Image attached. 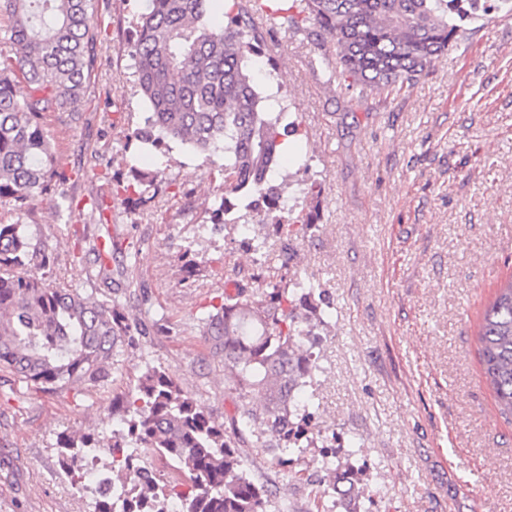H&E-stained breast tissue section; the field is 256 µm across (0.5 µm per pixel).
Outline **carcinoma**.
<instances>
[{"label": "carcinoma", "instance_id": "cac0c4a2", "mask_svg": "<svg viewBox=\"0 0 512 512\" xmlns=\"http://www.w3.org/2000/svg\"><path fill=\"white\" fill-rule=\"evenodd\" d=\"M463 0H285L284 24L306 26L324 48L329 77L347 86L385 91L411 86L448 52L462 32ZM238 3L227 0H150L133 10L127 45L135 61L136 87L147 115L129 140L132 179L122 186L140 203L164 183V170L138 167L177 141L209 159L223 194L207 209L214 225L236 224L241 209L283 238L290 227L317 223L314 205L288 203L286 184H273L282 145L299 134L287 113L275 112L260 88L263 36L242 26ZM94 0H0L9 27L0 48V198L25 212L35 198L59 193L67 209L81 201L63 188L85 174L58 167L43 125L48 112H70L87 93L98 61L100 33ZM26 92L19 95L16 87ZM97 276L109 279L106 260L132 256L137 243L104 238L93 247ZM54 251L33 241L22 224L0 222V366L48 389L95 383L108 376L116 349L132 321L118 300H98L47 282ZM266 288L243 286L224 294L208 315L204 335L224 354V371L240 393L224 428L212 410L186 392L170 373L149 367L120 423L106 441L112 460L99 462L100 443L80 435L58 442L57 462L72 485L87 491L84 463L114 487V497L94 498L93 512H268L269 491L243 468L238 442L269 435L263 447L272 463H290L304 452L302 426L311 418L297 397L319 370L312 351L315 330L332 327V304L320 283H285L275 274ZM482 376L496 402L512 414V280L497 288L476 338ZM263 398L256 407L249 394ZM158 456L173 464L167 480L153 469ZM323 480L295 472L311 487L315 512H360V472L322 453Z\"/></svg>", "mask_w": 512, "mask_h": 512}]
</instances>
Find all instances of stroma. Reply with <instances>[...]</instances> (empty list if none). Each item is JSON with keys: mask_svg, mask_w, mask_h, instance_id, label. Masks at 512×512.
<instances>
[{"mask_svg": "<svg viewBox=\"0 0 512 512\" xmlns=\"http://www.w3.org/2000/svg\"><path fill=\"white\" fill-rule=\"evenodd\" d=\"M96 6L104 35L86 98L43 124L59 166L96 169L66 194L107 208L70 211L48 194L21 215L4 198L0 222H22L55 247L51 279L120 297L149 333L129 336L94 385L46 391L0 366V512H92L60 469L57 442L108 438L147 367L227 421L237 392L200 320L234 283L264 285V258L246 250L239 227L209 222L222 188L199 155L169 143V188L145 205L117 193L145 104L126 41L130 6ZM241 6L264 37L265 94L309 140L306 164L282 158L279 175L294 193L321 185L319 221L291 239L283 276L316 278L334 304L314 349L320 370L301 393L312 445L285 468L247 436L244 468L272 490L269 512H309L307 489L288 472L325 445L362 468L364 512H512V415L484 383L471 336L512 277V0H484L412 87L384 92L329 82L307 30L274 22L269 0ZM107 234L140 250L114 255L102 282L92 245Z\"/></svg>", "mask_w": 512, "mask_h": 512, "instance_id": "1", "label": "stroma"}]
</instances>
